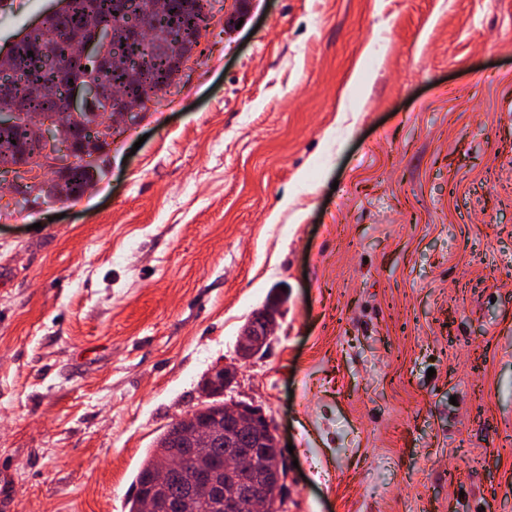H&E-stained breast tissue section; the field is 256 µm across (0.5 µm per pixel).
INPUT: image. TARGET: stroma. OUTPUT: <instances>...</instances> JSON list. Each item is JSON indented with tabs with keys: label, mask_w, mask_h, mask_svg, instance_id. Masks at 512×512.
<instances>
[{
	"label": "stroma",
	"mask_w": 512,
	"mask_h": 512,
	"mask_svg": "<svg viewBox=\"0 0 512 512\" xmlns=\"http://www.w3.org/2000/svg\"><path fill=\"white\" fill-rule=\"evenodd\" d=\"M219 7L84 195L0 175V512H128L276 296L283 512H512V0ZM176 428H177V425L173 424V422L171 424H169L168 427L166 428V430L158 438L156 446H155L156 448H153V450H151L150 452L147 453L146 458H145L144 462L142 463V465L136 475V479H135L136 495L132 499V501L129 502L130 507H129L128 512H139V509L141 512H150L152 510V505H151L150 500L143 496H141V498H140V495H141V493H143L145 491L148 493L151 491L152 488L149 485V481H148L149 474H150L151 470L157 465L162 451L169 449V448H159L158 446L163 444L166 441L167 436L169 434H171L174 430H176ZM139 499H140V502H139ZM138 504H139V507H138Z\"/></svg>",
	"instance_id": "obj_1"
}]
</instances>
